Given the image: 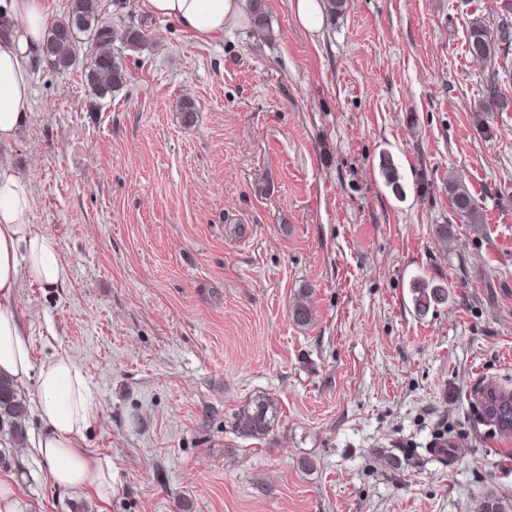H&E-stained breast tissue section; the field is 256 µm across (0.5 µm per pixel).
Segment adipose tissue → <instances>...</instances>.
Instances as JSON below:
<instances>
[{
	"label": "adipose tissue",
	"mask_w": 512,
	"mask_h": 512,
	"mask_svg": "<svg viewBox=\"0 0 512 512\" xmlns=\"http://www.w3.org/2000/svg\"><path fill=\"white\" fill-rule=\"evenodd\" d=\"M151 16L177 24L203 41L247 18L245 0H143ZM50 25L43 0H0V146L13 144L31 116L32 61L41 55ZM35 200L29 184L0 163V376L34 382L44 425L36 449L52 481L73 491L112 490V462L83 448L93 423L91 396L71 356L57 352L34 362L30 338L16 307L21 283L45 291L66 285L69 268L50 236L31 222Z\"/></svg>",
	"instance_id": "1"
}]
</instances>
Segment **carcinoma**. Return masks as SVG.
Listing matches in <instances>:
<instances>
[{"instance_id":"1","label":"carcinoma","mask_w":512,"mask_h":512,"mask_svg":"<svg viewBox=\"0 0 512 512\" xmlns=\"http://www.w3.org/2000/svg\"><path fill=\"white\" fill-rule=\"evenodd\" d=\"M248 11L252 32L271 35L266 0H248ZM491 23L477 18L471 22L467 37V53L481 61L507 59L512 54V13L505 6L493 11ZM87 34L99 46V52L86 63L82 75L87 85L104 98L122 90L129 82L127 66L112 52L111 38H118L129 50L140 49L147 40L146 31L135 25H126L116 31L110 22L101 16L99 0H72L68 15L54 22L48 29L44 55L46 62L57 70H67L77 63L75 52L79 34ZM512 108V99L494 77L487 83L485 98L475 109L474 120L478 126H486L485 118L492 112H507ZM385 184L399 197L405 195L398 167L389 155L382 156L379 164ZM448 197L453 211L470 224L482 223L479 207L462 179L448 178ZM414 304L418 311L425 312L434 304H443L448 292L441 285L421 282L413 286ZM311 290L299 291L291 308L295 323L306 325L312 319ZM29 417L27 400L17 390L13 381L0 378V464L6 462L13 448L27 439L26 422ZM278 425L277 405L274 399L259 396L233 415L232 430L240 437L262 439L272 433Z\"/></svg>"}]
</instances>
